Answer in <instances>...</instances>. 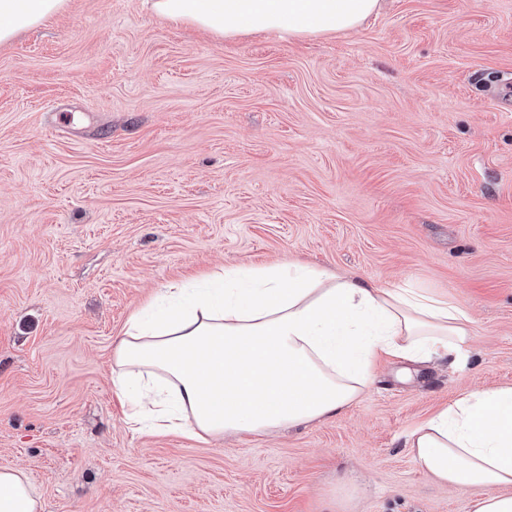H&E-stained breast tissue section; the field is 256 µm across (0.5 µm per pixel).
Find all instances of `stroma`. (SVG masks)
<instances>
[{
    "instance_id": "stroma-1",
    "label": "stroma",
    "mask_w": 512,
    "mask_h": 512,
    "mask_svg": "<svg viewBox=\"0 0 512 512\" xmlns=\"http://www.w3.org/2000/svg\"><path fill=\"white\" fill-rule=\"evenodd\" d=\"M299 260L467 309L449 359H379L336 417L133 431L127 318L173 282ZM512 387V0H381L334 36L233 40L67 0L0 44V468L43 512H471L422 471L440 407Z\"/></svg>"
}]
</instances>
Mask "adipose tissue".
<instances>
[{"mask_svg":"<svg viewBox=\"0 0 512 512\" xmlns=\"http://www.w3.org/2000/svg\"><path fill=\"white\" fill-rule=\"evenodd\" d=\"M66 0H0V44ZM159 17L226 39L333 35L379 0H149ZM467 310L409 285L382 288L296 261L214 270L171 283L133 312L113 349L112 385L133 429L201 441L265 435L349 407L381 356L446 357L472 334ZM450 484L486 488L472 512H512V387L476 391L432 414L408 441ZM22 471H0V512H39Z\"/></svg>","mask_w":512,"mask_h":512,"instance_id":"ef3b65f1","label":"adipose tissue"}]
</instances>
